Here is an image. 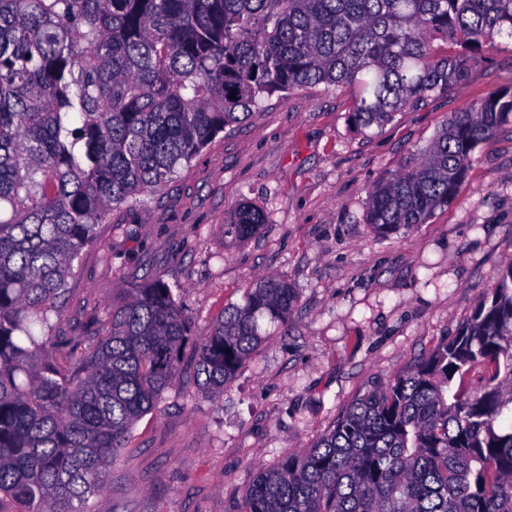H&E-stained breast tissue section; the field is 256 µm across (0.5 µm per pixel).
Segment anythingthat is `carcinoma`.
Returning a JSON list of instances; mask_svg holds the SVG:
<instances>
[{"mask_svg":"<svg viewBox=\"0 0 512 512\" xmlns=\"http://www.w3.org/2000/svg\"><path fill=\"white\" fill-rule=\"evenodd\" d=\"M512 39V0H0V512H85L136 423L180 377L222 398L298 297L256 283L196 332L160 278L97 336H58L68 280L112 210L160 194L227 127L308 85L381 128ZM235 97H230V94ZM512 124V86L450 115L372 185L381 236L454 199ZM266 214L241 203L224 236ZM512 262L451 339L357 397L311 447L256 468L233 512H512Z\"/></svg>","mask_w":512,"mask_h":512,"instance_id":"cac0c4a2","label":"carcinoma"}]
</instances>
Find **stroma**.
I'll return each instance as SVG.
<instances>
[{"label": "stroma", "instance_id": "35a3bbf8", "mask_svg": "<svg viewBox=\"0 0 512 512\" xmlns=\"http://www.w3.org/2000/svg\"><path fill=\"white\" fill-rule=\"evenodd\" d=\"M512 84V39L495 37L448 92L355 130L349 89L274 96L225 129L145 203L97 225L68 283L60 333H95L112 301L157 276L203 330L261 278L295 288L223 400L192 366L136 424L92 512H231L256 465L310 447L358 396L456 335L512 262V125L478 147L455 200L423 224L379 236L368 190L429 144L448 117ZM267 222L224 237L240 201Z\"/></svg>", "mask_w": 512, "mask_h": 512}]
</instances>
